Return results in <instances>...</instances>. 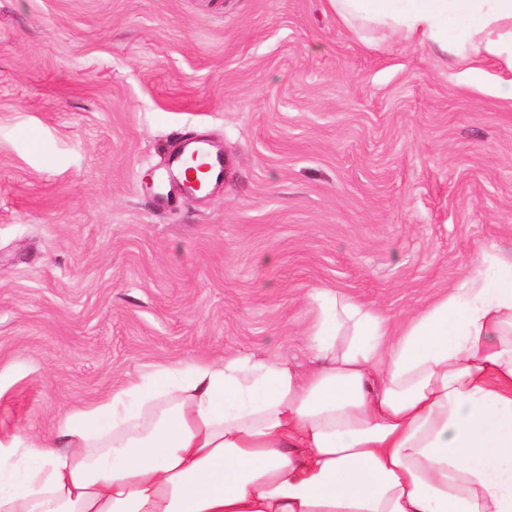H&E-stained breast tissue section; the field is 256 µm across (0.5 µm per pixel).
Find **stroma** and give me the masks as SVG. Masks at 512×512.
<instances>
[{
  "label": "stroma",
  "mask_w": 512,
  "mask_h": 512,
  "mask_svg": "<svg viewBox=\"0 0 512 512\" xmlns=\"http://www.w3.org/2000/svg\"><path fill=\"white\" fill-rule=\"evenodd\" d=\"M327 0H0V437L160 366L305 363L317 288L403 319L512 258V70ZM226 159L157 201L173 144ZM205 141H192L187 143L183 148L179 149L174 155L177 156V158L174 160L172 169L180 163V159L183 156V154L186 152L190 146H195L193 151L191 153H198L199 156H202L206 162L207 165L205 166L206 169L209 170V173L215 177L216 182L215 185H218L222 183L223 179H220V176L223 173L224 170V155L221 152L216 151L214 154L212 150L210 149L209 145L206 144ZM191 146V147H192ZM173 155V156H174ZM172 156V157H173ZM171 157V158H172ZM225 172V170H224ZM214 185V186H215Z\"/></svg>",
  "instance_id": "35a3bbf8"
}]
</instances>
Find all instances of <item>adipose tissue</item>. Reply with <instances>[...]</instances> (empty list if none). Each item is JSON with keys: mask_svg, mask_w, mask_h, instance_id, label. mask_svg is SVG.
Instances as JSON below:
<instances>
[{"mask_svg": "<svg viewBox=\"0 0 512 512\" xmlns=\"http://www.w3.org/2000/svg\"><path fill=\"white\" fill-rule=\"evenodd\" d=\"M469 64L512 67V0H328ZM465 21L449 43L450 23ZM309 362L162 367L56 440L0 438V512H512V258L399 324L313 292Z\"/></svg>", "mask_w": 512, "mask_h": 512, "instance_id": "1", "label": "adipose tissue"}]
</instances>
